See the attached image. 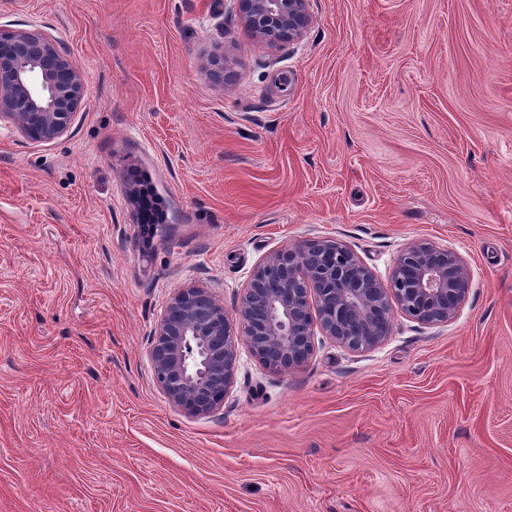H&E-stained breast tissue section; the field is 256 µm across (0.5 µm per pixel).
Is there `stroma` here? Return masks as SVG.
<instances>
[{
	"mask_svg": "<svg viewBox=\"0 0 512 512\" xmlns=\"http://www.w3.org/2000/svg\"><path fill=\"white\" fill-rule=\"evenodd\" d=\"M308 11L271 48L235 0H0V37L86 78L58 140L0 121V512H512V0ZM322 236L383 279L447 246L474 284L365 352L318 335L276 374L241 348L220 407H174L149 357L174 291L233 310Z\"/></svg>",
	"mask_w": 512,
	"mask_h": 512,
	"instance_id": "35a3bbf8",
	"label": "stroma"
}]
</instances>
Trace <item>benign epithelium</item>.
<instances>
[{"label": "benign epithelium", "mask_w": 512, "mask_h": 512, "mask_svg": "<svg viewBox=\"0 0 512 512\" xmlns=\"http://www.w3.org/2000/svg\"><path fill=\"white\" fill-rule=\"evenodd\" d=\"M245 25L277 47L300 39L308 0H237ZM85 75L40 33L0 39V120L27 137L64 136L82 107ZM473 273L451 248L413 243L389 278H379L344 244L320 237L269 253L253 270L233 312L205 288L177 289L154 327L150 360L169 401L189 416L206 415L234 385L246 345L273 373L311 358L316 333L352 351H367L391 333L394 310L423 325L454 320Z\"/></svg>", "instance_id": "1"}]
</instances>
